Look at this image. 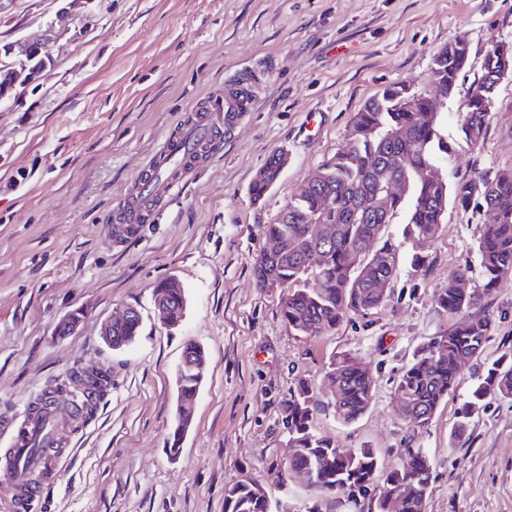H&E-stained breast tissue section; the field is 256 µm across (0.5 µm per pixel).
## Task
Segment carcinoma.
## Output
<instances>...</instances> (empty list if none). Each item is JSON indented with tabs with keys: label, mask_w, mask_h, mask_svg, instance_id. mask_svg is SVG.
<instances>
[{
	"label": "carcinoma",
	"mask_w": 512,
	"mask_h": 512,
	"mask_svg": "<svg viewBox=\"0 0 512 512\" xmlns=\"http://www.w3.org/2000/svg\"><path fill=\"white\" fill-rule=\"evenodd\" d=\"M451 46L450 42L434 54L432 81L455 85L468 66ZM498 82L495 67L483 62L481 77L460 104L459 127L472 146L486 135L488 108ZM407 91L405 86H390L365 103L355 116L346 146L299 185L276 221L266 225V242L279 240L283 247L266 268L254 269V277L260 286L265 277L273 276L285 288L280 315L291 329L303 336L325 335L351 316H364L386 302L390 289L377 288L375 283L397 280L404 245L421 237H438L448 202L466 207L473 198H480L483 207L495 213L494 222L484 224L477 244L482 288L464 294L451 278L438 289V308L459 320L448 332L418 347L394 381L397 412L406 417L414 414L410 421L423 426L454 390L469 361L482 352L491 327L482 311L483 300L499 281L512 276V169L493 174L478 171L450 183L448 163L454 151L441 135V120L421 123L417 119L419 111L437 110V102L432 95L417 92L416 110L407 111ZM281 158L280 153L272 155L265 165L267 174L252 182L254 199L265 196L277 182ZM388 178L404 181L406 195L390 200L381 212L367 210L366 203ZM398 222L403 224L399 238L389 231ZM314 224L332 225L331 238L314 240ZM310 280L317 287H308ZM139 329V320L133 318L113 332L112 341L120 347L129 345ZM327 377L336 387L331 401L336 415L347 423L362 417L374 398L370 366L341 356L331 361ZM487 396L512 401V358L498 359L479 379L462 421L453 429L455 437L464 435L466 419ZM318 406L304 381L285 402L284 419L295 451L288 467L278 472L277 481L284 485L291 471L309 470L313 473L310 485L322 498L363 499L380 476L374 512H383V500L393 495L402 497L401 512H423L433 479L429 458L409 450L382 474L375 449L341 448L313 430L311 421ZM224 512H271V503L263 485L240 481L225 490Z\"/></svg>",
	"instance_id": "cac0c4a2"
}]
</instances>
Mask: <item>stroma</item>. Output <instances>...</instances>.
<instances>
[{
  "instance_id": "stroma-1",
  "label": "stroma",
  "mask_w": 512,
  "mask_h": 512,
  "mask_svg": "<svg viewBox=\"0 0 512 512\" xmlns=\"http://www.w3.org/2000/svg\"><path fill=\"white\" fill-rule=\"evenodd\" d=\"M469 64L447 102L441 133L454 149L450 182L512 169V75L495 88L483 142L462 138L455 115L493 41L512 42V0H0V67L34 41L46 65L0 101V448L38 398L73 372L106 369L111 383L90 417L56 397L51 472L36 471L29 512H224V491L261 483L285 512L318 500L306 481L280 489L291 456L282 404L304 380L320 406L312 426L343 448H373L382 468L425 451L433 482L424 512H512V402L488 400L467 433L450 431L477 372L512 354V276L484 301L492 325L481 354L422 427L399 417L393 381L416 348L456 315L436 289L461 269L482 285L477 204L449 205L430 265L401 254L386 304L322 336L290 330L282 291L258 288L253 266L295 189L341 149L356 112L393 85L430 90L434 54L455 38ZM260 73L254 111L152 224L116 238L125 190L193 104L232 78ZM318 113L316 133L304 131ZM288 164L270 192L249 187L275 151ZM185 289L182 323L154 314L155 285ZM136 308L135 341L114 350L102 324ZM83 319L58 334L71 312ZM207 356L191 426L170 455L176 372L184 348ZM370 365L374 400L356 422L338 418L325 378L332 357ZM319 501V500H318Z\"/></svg>"
}]
</instances>
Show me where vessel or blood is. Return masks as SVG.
Masks as SVG:
<instances>
[{"mask_svg": "<svg viewBox=\"0 0 512 512\" xmlns=\"http://www.w3.org/2000/svg\"><path fill=\"white\" fill-rule=\"evenodd\" d=\"M254 103L248 83L232 82L222 94L193 107L148 168L140 172L137 185L125 194L113 217L116 231L128 237L139 225L152 223L164 201L220 149L224 136L244 113L252 111ZM54 433L52 414H34L16 428L8 447L0 448V468L11 470L15 478L17 512H26L34 496L29 476L47 468L45 451L53 447Z\"/></svg>", "mask_w": 512, "mask_h": 512, "instance_id": "obj_1", "label": "vessel or blood"}]
</instances>
